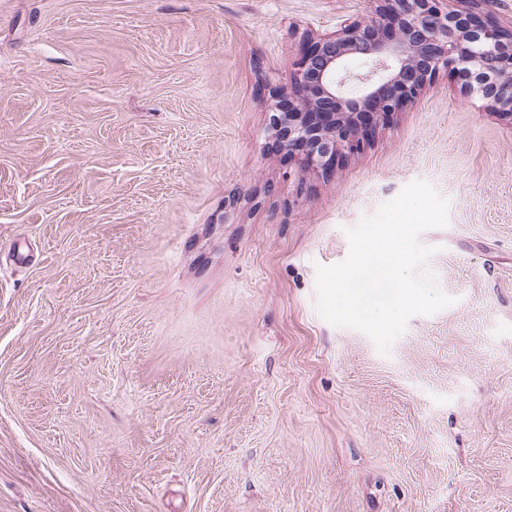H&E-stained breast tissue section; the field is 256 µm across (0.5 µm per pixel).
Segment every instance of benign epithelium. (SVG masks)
Wrapping results in <instances>:
<instances>
[{
    "label": "benign epithelium",
    "mask_w": 512,
    "mask_h": 512,
    "mask_svg": "<svg viewBox=\"0 0 512 512\" xmlns=\"http://www.w3.org/2000/svg\"><path fill=\"white\" fill-rule=\"evenodd\" d=\"M369 20L311 36L288 88L272 87L273 147L296 172L329 173L445 71L487 112L512 121V26L448 0H378Z\"/></svg>",
    "instance_id": "obj_1"
}]
</instances>
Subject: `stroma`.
<instances>
[{"label": "stroma", "instance_id": "obj_1", "mask_svg": "<svg viewBox=\"0 0 512 512\" xmlns=\"http://www.w3.org/2000/svg\"><path fill=\"white\" fill-rule=\"evenodd\" d=\"M375 0H0V512H512V122L440 73L328 178L263 86ZM452 305L315 308L408 184Z\"/></svg>", "mask_w": 512, "mask_h": 512}]
</instances>
